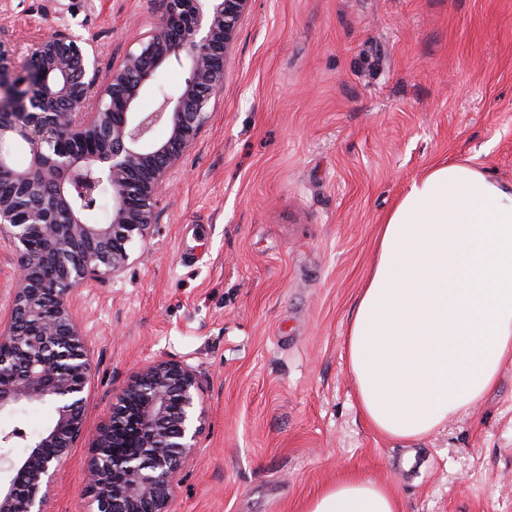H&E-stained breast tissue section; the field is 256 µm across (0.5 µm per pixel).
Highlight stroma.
Here are the masks:
<instances>
[{"mask_svg": "<svg viewBox=\"0 0 512 512\" xmlns=\"http://www.w3.org/2000/svg\"><path fill=\"white\" fill-rule=\"evenodd\" d=\"M160 14V0H0V29L22 57L69 31L105 75ZM208 112L154 235L73 294L94 370L48 512H93L96 431L158 358L197 368L205 410L171 512H301L348 473L389 483L402 512H512V364L483 402L398 442L363 419L343 351L411 179L467 160L512 182V0H252Z\"/></svg>", "mask_w": 512, "mask_h": 512, "instance_id": "35a3bbf8", "label": "stroma"}]
</instances>
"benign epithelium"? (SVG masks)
Returning <instances> with one entry per match:
<instances>
[{"label": "benign epithelium", "mask_w": 512, "mask_h": 512, "mask_svg": "<svg viewBox=\"0 0 512 512\" xmlns=\"http://www.w3.org/2000/svg\"><path fill=\"white\" fill-rule=\"evenodd\" d=\"M159 23L107 75L79 36L56 31L18 60L0 30V235L16 255V288L0 321V412L46 402L52 422L29 442L0 430V512H46L56 468L82 432L91 349L73 292L119 275L138 240L154 233L159 193L223 90L224 62L251 0H162ZM185 68L173 93L139 109L165 64ZM163 126L168 135L156 137ZM112 189L109 221L83 212ZM201 378L192 365L156 359L112 399L84 471L97 512H169L203 427ZM136 400L135 447L115 454ZM27 444L21 457L12 453Z\"/></svg>", "instance_id": "7a95c632"}]
</instances>
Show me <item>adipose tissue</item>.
<instances>
[{
	"mask_svg": "<svg viewBox=\"0 0 512 512\" xmlns=\"http://www.w3.org/2000/svg\"><path fill=\"white\" fill-rule=\"evenodd\" d=\"M368 425L420 439L476 406L512 363V183L438 162L386 215L344 342ZM302 512H401L384 483L348 476Z\"/></svg>",
	"mask_w": 512,
	"mask_h": 512,
	"instance_id": "1",
	"label": "adipose tissue"
}]
</instances>
